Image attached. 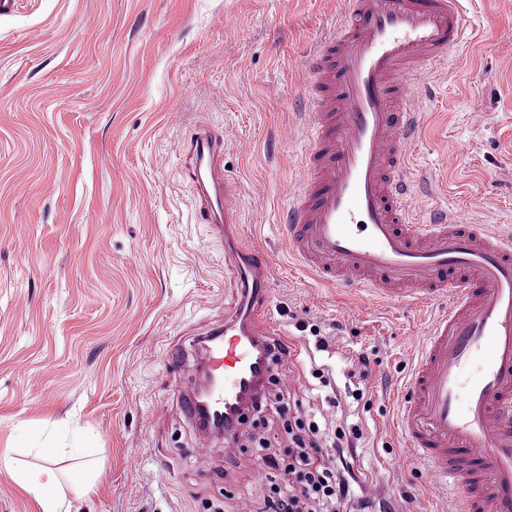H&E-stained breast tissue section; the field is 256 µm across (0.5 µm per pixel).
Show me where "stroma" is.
<instances>
[{
	"mask_svg": "<svg viewBox=\"0 0 512 512\" xmlns=\"http://www.w3.org/2000/svg\"><path fill=\"white\" fill-rule=\"evenodd\" d=\"M468 43L437 77L413 166L431 205L467 208L512 229V0H462ZM336 0H17L0 15V448L38 462L84 448L103 475L82 512H261L265 474L244 453L201 445L168 362L238 308L237 271L196 217L191 137L224 139L243 185L241 245L274 256L272 310L287 334L289 390L302 413L329 415L351 359H369L365 403L346 399L354 512H446L422 464H398L397 390L408 337L447 302L419 308L331 288L294 261L280 192L304 155L299 109L314 47L336 33ZM237 21L226 31L225 18ZM485 101L482 116L472 97ZM178 122H171V112ZM296 132L280 140L281 129ZM252 151L243 155L236 145ZM461 154L456 170L449 153ZM352 307L350 320L339 316ZM335 338L316 351L304 329ZM332 370L333 387L313 378ZM384 493L368 495L370 485Z\"/></svg>",
	"mask_w": 512,
	"mask_h": 512,
	"instance_id": "35a3bbf8",
	"label": "stroma"
}]
</instances>
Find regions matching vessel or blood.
<instances>
[{
	"label": "vessel or blood",
	"mask_w": 512,
	"mask_h": 512,
	"mask_svg": "<svg viewBox=\"0 0 512 512\" xmlns=\"http://www.w3.org/2000/svg\"><path fill=\"white\" fill-rule=\"evenodd\" d=\"M459 2L338 0L336 35L311 58V140L299 178L282 188L281 221L292 255L323 283L447 300L413 332L396 420L403 458L425 467L448 512H512V234L413 190L434 78L468 36ZM190 150L200 217L228 238L242 187L224 169V143L201 126ZM231 257L241 305L193 338L184 396L203 439L228 448L273 374L264 343L281 333L271 257L253 246Z\"/></svg>",
	"instance_id": "vessel-or-blood-1"
}]
</instances>
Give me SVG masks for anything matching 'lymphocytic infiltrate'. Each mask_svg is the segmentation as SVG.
<instances>
[{"instance_id": "1", "label": "lymphocytic infiltrate", "mask_w": 512, "mask_h": 512, "mask_svg": "<svg viewBox=\"0 0 512 512\" xmlns=\"http://www.w3.org/2000/svg\"><path fill=\"white\" fill-rule=\"evenodd\" d=\"M271 383L272 400L256 402L253 412L262 414L269 402H276L288 446L280 454L272 452L267 439L256 442L252 457L268 479L266 512H349L348 464L342 451L362 440L361 426L340 424L330 429L291 416L288 390L279 377H272Z\"/></svg>"}]
</instances>
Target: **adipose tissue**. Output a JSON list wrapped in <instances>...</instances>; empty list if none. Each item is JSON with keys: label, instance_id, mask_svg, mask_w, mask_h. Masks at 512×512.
Masks as SVG:
<instances>
[{"label": "adipose tissue", "instance_id": "ef3b65f1", "mask_svg": "<svg viewBox=\"0 0 512 512\" xmlns=\"http://www.w3.org/2000/svg\"><path fill=\"white\" fill-rule=\"evenodd\" d=\"M62 454V449H51L43 464L32 468L18 460L16 449L0 448V465L7 468L17 486L31 495L35 512H71L73 497L84 495L98 477L94 470L84 473L80 485L65 491L63 475L57 467Z\"/></svg>", "mask_w": 512, "mask_h": 512}]
</instances>
